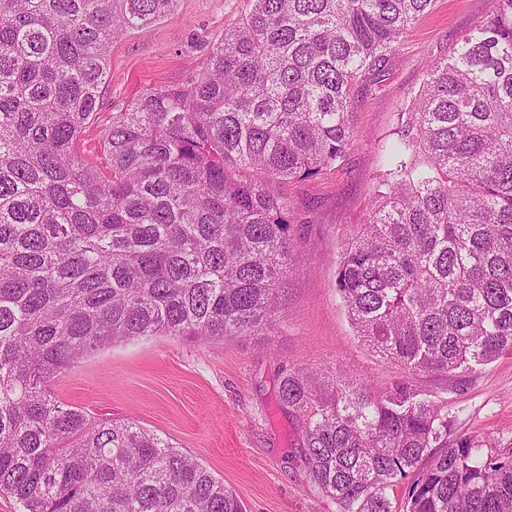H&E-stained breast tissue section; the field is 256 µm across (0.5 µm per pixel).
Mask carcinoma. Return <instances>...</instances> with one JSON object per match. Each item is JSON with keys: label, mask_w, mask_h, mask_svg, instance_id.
Here are the masks:
<instances>
[{"label": "carcinoma", "mask_w": 512, "mask_h": 512, "mask_svg": "<svg viewBox=\"0 0 512 512\" xmlns=\"http://www.w3.org/2000/svg\"><path fill=\"white\" fill-rule=\"evenodd\" d=\"M436 0H252L186 81L96 120L112 43L176 0H0V495L21 512H246L197 458L50 385L124 340L252 336L296 265L277 186L355 144L351 95ZM377 144L337 288L358 336L407 371L512 352V0L433 62ZM311 487L336 512H512V446L448 445L405 381L302 371ZM407 482L394 502L388 490Z\"/></svg>", "instance_id": "cac0c4a2"}]
</instances>
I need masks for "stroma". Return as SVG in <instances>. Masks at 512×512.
Listing matches in <instances>:
<instances>
[{
  "label": "stroma",
  "mask_w": 512,
  "mask_h": 512,
  "mask_svg": "<svg viewBox=\"0 0 512 512\" xmlns=\"http://www.w3.org/2000/svg\"><path fill=\"white\" fill-rule=\"evenodd\" d=\"M251 0H177L171 18L112 44L91 152L113 111L150 88L175 85L199 69L225 28ZM487 0H437L393 51L382 72L356 88L351 110L357 143L335 167L279 185L296 216L298 264L267 328L255 336L189 342L167 336L117 342L77 362L51 391L93 419L136 420L197 457L242 500L246 512H336L311 488L303 455L306 419L277 399L282 377L314 376L315 390L335 376L357 384L408 381L446 405L448 440L492 437L512 444V354L453 373H408L357 336L337 290L344 240L361 223L380 171L378 141L399 125L408 95L428 64L481 24Z\"/></svg>",
  "instance_id": "35a3bbf8"
}]
</instances>
